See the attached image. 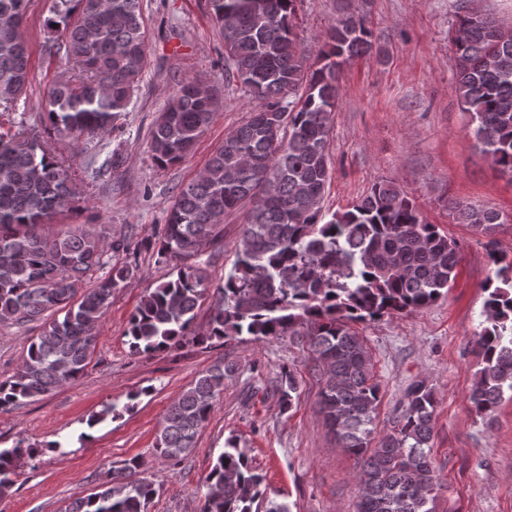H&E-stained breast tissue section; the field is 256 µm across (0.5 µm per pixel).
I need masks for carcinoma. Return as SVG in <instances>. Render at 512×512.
Wrapping results in <instances>:
<instances>
[{
	"label": "carcinoma",
	"mask_w": 512,
	"mask_h": 512,
	"mask_svg": "<svg viewBox=\"0 0 512 512\" xmlns=\"http://www.w3.org/2000/svg\"><path fill=\"white\" fill-rule=\"evenodd\" d=\"M56 0L51 25L68 66L47 91L44 112L55 136L77 141L112 131L127 111L146 64L147 26L141 0ZM210 0L224 37L225 71L256 101L229 132L203 172L181 187L162 231L137 243L156 261L176 263L171 279L148 289L126 336L134 354L185 342L227 343L240 336L278 340L302 336L325 385L319 405L336 444L359 463L357 512H434L441 483L431 449L437 398L411 383L390 428L372 437L380 387L361 336L349 323L420 311L457 276L459 247L426 222L394 182L375 181L351 208L331 214L321 200L330 177L328 138L340 87L339 69L372 47L365 20L349 11L336 19L314 66L296 33L297 0ZM31 0H0V111L15 112L26 93L31 50L23 26ZM454 66L464 110L483 151L512 174V31L481 13L460 16ZM215 102L197 79L179 82L157 117L149 150L166 168L181 161L212 121ZM0 133V326L42 323L20 368L0 381V413L78 381L91 363L97 328L112 293L136 278L127 239L70 225L48 237L39 226L76 207L70 167L48 140ZM244 212L236 260L210 309L206 328H193L208 295L197 259L224 244V216ZM455 219L490 236L499 212L453 206ZM487 242L496 266L488 279L484 321L476 333L479 369L472 409L486 417L512 394V260ZM232 364L218 361L169 407L156 437L159 456L181 462L224 392ZM298 382L281 369L283 409ZM36 451L0 448V493L16 463ZM136 458L112 468L96 492L63 512H148L158 494ZM201 512H290L269 498L239 440L231 436L205 479Z\"/></svg>",
	"instance_id": "1"
}]
</instances>
